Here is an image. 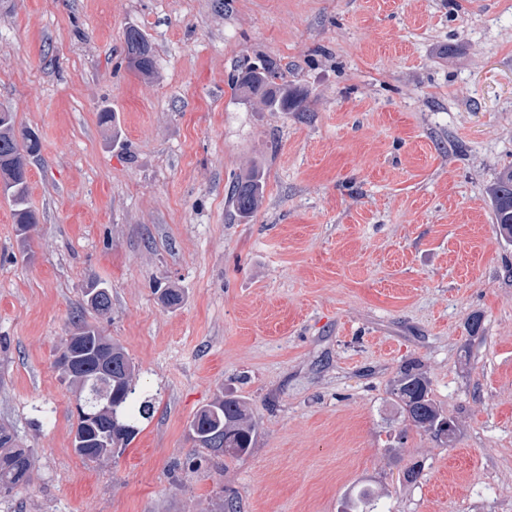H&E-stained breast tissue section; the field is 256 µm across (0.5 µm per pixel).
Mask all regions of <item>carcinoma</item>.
I'll return each mask as SVG.
<instances>
[{
  "instance_id": "cac0c4a2",
  "label": "carcinoma",
  "mask_w": 512,
  "mask_h": 512,
  "mask_svg": "<svg viewBox=\"0 0 512 512\" xmlns=\"http://www.w3.org/2000/svg\"><path fill=\"white\" fill-rule=\"evenodd\" d=\"M128 65L143 76L155 68L152 44L137 28L124 37ZM278 75L265 67H247L232 81L233 89L246 101H257L278 112L305 111L306 98ZM40 151L38 138L28 130L16 131L13 113L0 108V174L5 177L3 194L14 208L22 233L35 224L28 207V159ZM264 185L257 173L233 183L230 203L236 215L247 219L262 204ZM494 223L500 236L512 240V166L504 168L490 188ZM85 301L98 315L109 313L112 296L109 288L96 282L85 291ZM72 357L74 375L82 378L83 393L77 405L78 423L73 438L76 455L98 462L112 454L111 442L127 447L138 433L139 419L149 414L150 405L139 400L135 367L124 349L101 335L98 328L80 322L62 344L60 357ZM404 419L446 442L455 438L456 427L445 417L433 399L429 381L414 363L403 366L392 388ZM188 430L196 444L224 458L237 460L253 445L254 425L246 402L237 398H218L195 413ZM31 459L28 451L15 447L11 430L0 425V498H7L29 481ZM377 497L369 488L349 498L340 512H377Z\"/></svg>"
}]
</instances>
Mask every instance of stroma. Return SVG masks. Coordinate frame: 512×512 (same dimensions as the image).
Here are the masks:
<instances>
[{"mask_svg": "<svg viewBox=\"0 0 512 512\" xmlns=\"http://www.w3.org/2000/svg\"><path fill=\"white\" fill-rule=\"evenodd\" d=\"M131 26L152 76L127 65ZM243 65L306 111L238 99ZM1 105L40 152L28 246L0 195V424L32 457L0 512H221L232 493L339 512L363 487L383 512H512V242L489 198L512 165V0H0ZM253 168L263 203L240 219ZM80 319L152 404L97 463L55 366ZM409 362L452 442L404 422ZM222 396L256 424L230 462L187 430ZM128 29L124 33L128 65L139 74L149 76L155 68V55L152 44L139 29L132 27ZM263 197L262 178L258 173H252L233 183L230 203L239 218L247 219L259 209ZM84 297L87 306L98 315L104 316L109 313L112 306V296L108 287L91 282L86 288Z\"/></svg>", "mask_w": 512, "mask_h": 512, "instance_id": "stroma-1", "label": "stroma"}]
</instances>
